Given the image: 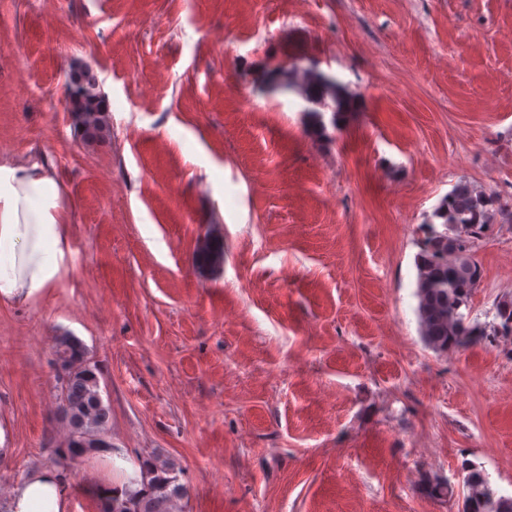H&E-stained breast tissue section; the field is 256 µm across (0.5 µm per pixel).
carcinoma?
I'll return each mask as SVG.
<instances>
[{
	"instance_id": "obj_1",
	"label": "carcinoma",
	"mask_w": 512,
	"mask_h": 512,
	"mask_svg": "<svg viewBox=\"0 0 512 512\" xmlns=\"http://www.w3.org/2000/svg\"><path fill=\"white\" fill-rule=\"evenodd\" d=\"M68 110L74 125L88 142L110 134L107 105L97 75L89 69L70 70ZM512 222V212L495 207V200L461 181L434 212L439 231L428 225L417 257V316L424 343L437 352L466 349L491 338L512 335V300L494 307V322L472 316L471 297L482 279L472 256L476 242L491 229L497 217ZM57 364L66 374L61 383L57 415L67 434L60 455L73 464L99 450L98 437L107 431L110 408L101 395L100 372L87 356L86 347L71 336L56 340ZM175 464L147 459L141 463L144 493L125 499H105L102 512H177L186 488L174 477ZM461 512H512V497L504 499L491 487L480 467L467 463Z\"/></svg>"
}]
</instances>
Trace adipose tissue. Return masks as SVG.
<instances>
[{
  "label": "adipose tissue",
  "instance_id": "1",
  "mask_svg": "<svg viewBox=\"0 0 512 512\" xmlns=\"http://www.w3.org/2000/svg\"><path fill=\"white\" fill-rule=\"evenodd\" d=\"M69 221L52 165H0V298L25 302L56 279L64 256L60 227ZM105 456L125 476L117 482L94 476L102 498L141 493V468L127 462L121 449ZM5 512H69L70 494L63 475L36 468L9 491Z\"/></svg>",
  "mask_w": 512,
  "mask_h": 512
}]
</instances>
